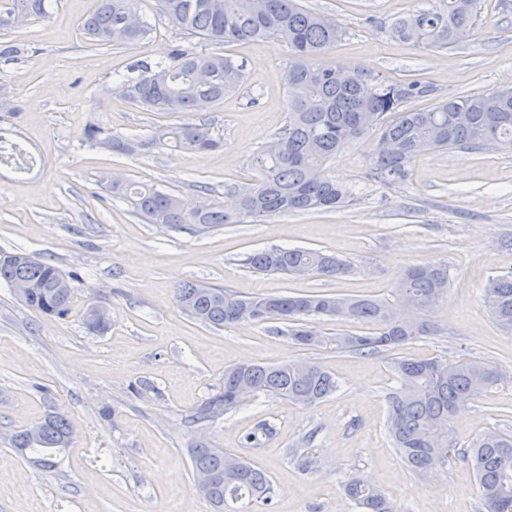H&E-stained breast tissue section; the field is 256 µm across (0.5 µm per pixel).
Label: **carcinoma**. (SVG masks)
Returning <instances> with one entry per match:
<instances>
[{
  "label": "carcinoma",
  "instance_id": "carcinoma-1",
  "mask_svg": "<svg viewBox=\"0 0 512 512\" xmlns=\"http://www.w3.org/2000/svg\"><path fill=\"white\" fill-rule=\"evenodd\" d=\"M171 23L190 37L215 44L250 42L260 38L286 40L292 58L285 70L288 125L253 153L254 183L231 187L233 205L201 209L152 185L119 178L101 181L107 193L122 197L131 211L148 224H189L206 230L223 224H245L277 213L334 210L351 197L345 187L329 179L325 164L336 153L367 132L380 130L371 158L369 177L381 184L404 183L410 165L436 149H512V92L488 93L442 100L428 109L411 103L431 95L417 79L386 82L342 65H324L317 59L336 47L343 32L336 22L305 9L299 0H160ZM49 0H0V30L16 25V18H44ZM477 0H438L429 11L410 13L392 22L400 40L423 48L446 49L470 36ZM84 35L97 45L119 46L147 33L135 18L133 0H97L96 9L81 23ZM123 81V94L151 112H205L244 82L242 66L219 53H194L176 48L166 62L136 63ZM86 140L118 155L145 154L164 147L180 154L212 151L219 141L209 124L169 126L142 139H124L108 129L90 125ZM33 159L19 145L0 136V166L25 170ZM242 264L261 275L339 278L350 265L334 254L306 248L271 247L246 254ZM54 265L25 253H13L0 262V282L29 309L58 319L73 313L74 289L60 288L70 281ZM448 267L431 263L408 269L393 293L395 305L363 297H340L305 291L238 298L222 288L186 283L176 289L182 310L204 325L224 328L242 321L280 320L290 323L294 344L372 355L399 351L410 341L438 332L425 319L448 293ZM483 303L493 320L512 331V274L489 280ZM338 319L373 323L371 332L329 337L312 321ZM84 328L95 334L108 330L99 303H89L80 314ZM397 386L386 395L387 430L394 447L415 473L441 468L455 451L451 437L454 417L499 381L487 361L450 362L439 357L393 359ZM246 384L251 394H264L292 404L311 405L338 390L336 377L318 362L285 361L277 365L237 364L224 369V388L197 411L206 421L237 409V388ZM71 428L61 416L47 418L37 435L26 429L12 436L20 453H35L42 461L67 445ZM274 436V427L257 425L243 439V447L259 448ZM475 473L486 512H512V434L497 428L477 436L466 451ZM193 473L211 478L203 494L214 512H254L274 496L272 480L243 456L202 444L191 449ZM348 498L362 512H395L394 505L362 475L345 484Z\"/></svg>",
  "mask_w": 512,
  "mask_h": 512
}]
</instances>
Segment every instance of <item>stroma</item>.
Here are the masks:
<instances>
[{
    "label": "stroma",
    "mask_w": 512,
    "mask_h": 512,
    "mask_svg": "<svg viewBox=\"0 0 512 512\" xmlns=\"http://www.w3.org/2000/svg\"><path fill=\"white\" fill-rule=\"evenodd\" d=\"M435 2L301 0L343 31L322 64L390 81L419 79L433 94L418 107L512 86V0H479L471 36L445 50L392 35L395 19ZM94 7L95 0H56L47 18L7 31L25 44L24 56L0 59V84L23 105L0 126L38 159L22 176L0 168V251H24L79 275L75 313L64 320L31 311L0 285V512H212L192 488L189 450L199 444L244 452L272 479V504L258 512H354L344 483L356 472L371 478L397 512H484L462 452L487 428L512 434V332L499 328L482 302L488 280L512 272V151L432 152L412 163L405 184L388 186L365 178L379 137L372 131L325 166L327 176L352 190L341 209L280 213L205 232L144 223L101 190V176L150 183L196 205L223 201L228 186L254 179L249 155L288 121L282 73L290 49L279 38L227 45L181 39L158 0H135L137 17L150 27L146 37L97 46L81 30ZM178 45L230 56L245 72L241 90L205 114L220 148L129 156L90 146V122L145 137L191 121L188 113L143 110L119 90L129 65L167 59ZM274 246L331 252L351 272L293 280L244 267L245 254ZM428 263L447 265L450 275L447 295L428 315L440 333L410 341L404 354L480 358L501 379L455 418L456 455L425 477L411 472L388 436L391 353L305 349L278 320L207 327L175 297L176 288L195 282L241 297L318 291L387 299L405 269ZM94 298L109 319L100 336L77 317ZM286 360L321 363L339 391L311 406L250 396L235 411L194 421L222 389L226 367ZM51 415L67 419L72 440L43 467L10 438ZM263 422L274 437L243 448V436ZM306 452L318 465L304 472L295 458Z\"/></svg>",
    "instance_id": "35a3bbf8"
}]
</instances>
